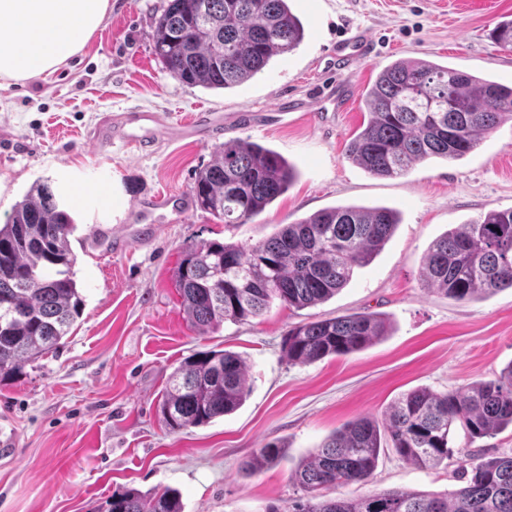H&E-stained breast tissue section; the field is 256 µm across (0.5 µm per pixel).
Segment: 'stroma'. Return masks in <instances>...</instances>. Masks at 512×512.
<instances>
[{
  "label": "stroma",
  "mask_w": 512,
  "mask_h": 512,
  "mask_svg": "<svg viewBox=\"0 0 512 512\" xmlns=\"http://www.w3.org/2000/svg\"><path fill=\"white\" fill-rule=\"evenodd\" d=\"M82 51L46 78L0 88V224L36 183L51 182L77 229L72 248L84 311L58 349L0 380V512H97L117 490H175L183 512H268L299 497L296 464L361 417L382 418L401 394L436 392L494 378L512 363V288L456 302L426 292L420 269L448 230L512 208V122L484 135L461 159L426 160L406 175H369L346 157L366 124L364 94L400 58H424L512 85V51L490 37L512 19V0H293L305 28L299 47L229 90L190 88L153 53L167 0H111ZM366 31L372 58L348 74L343 112L290 111L314 85L336 80L328 59L337 34ZM133 107L177 123L220 115L203 139L160 141L138 152L86 133L101 113ZM240 138L280 153L297 177L263 213L224 226L195 208L155 213L144 235L114 249L113 235L138 225L137 205L159 192L189 195L196 173L225 141ZM386 206L400 222L383 250L356 269L329 301L227 322L205 334L188 326L171 273L183 244L257 243L279 225L337 205ZM355 312L391 321L388 336L340 357L292 365L281 343L299 322ZM221 347L249 366V393L235 412L179 433L157 413L170 373L197 351ZM279 463L247 476L242 461L267 443ZM455 465L425 469L382 453L368 485L328 497L402 489L458 488Z\"/></svg>",
  "instance_id": "obj_1"
}]
</instances>
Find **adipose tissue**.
Returning <instances> with one entry per match:
<instances>
[{"instance_id":"obj_1","label":"adipose tissue","mask_w":512,"mask_h":512,"mask_svg":"<svg viewBox=\"0 0 512 512\" xmlns=\"http://www.w3.org/2000/svg\"><path fill=\"white\" fill-rule=\"evenodd\" d=\"M110 9V0H0V80L24 83L56 72Z\"/></svg>"}]
</instances>
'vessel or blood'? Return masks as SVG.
Returning <instances> with one entry per match:
<instances>
[{"label": "vessel or blood", "instance_id": "vessel-or-blood-1", "mask_svg": "<svg viewBox=\"0 0 512 512\" xmlns=\"http://www.w3.org/2000/svg\"><path fill=\"white\" fill-rule=\"evenodd\" d=\"M374 45L367 32L349 30L340 35L331 52L338 71H348L359 61L371 58ZM350 81L340 80L320 87L311 97L312 103L331 102L337 110H344L351 96ZM217 126L216 120L206 112L195 113L179 126H171L165 115L140 108L103 115L90 137L97 143L111 142L112 138L124 139L137 150H147L157 143L159 135L178 138H201Z\"/></svg>", "mask_w": 512, "mask_h": 512}]
</instances>
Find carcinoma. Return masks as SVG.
Here are the masks:
<instances>
[{"mask_svg": "<svg viewBox=\"0 0 512 512\" xmlns=\"http://www.w3.org/2000/svg\"><path fill=\"white\" fill-rule=\"evenodd\" d=\"M304 26L288 0H168L155 21L154 53L182 84L219 90L242 85L303 41ZM491 39L512 49V19ZM368 120L349 143L348 158L369 174L395 178L429 158L456 160L483 135L512 121V87L423 59L383 68L366 91ZM294 168L277 152L240 138L224 143L191 188L197 205L226 225L246 224L290 187ZM400 224L387 207L319 210L245 246L187 243L172 282L186 321L202 330L262 316L274 303L301 310L326 302L369 265ZM75 224L48 183L32 187L0 225V375L21 371L55 350L82 316L73 267ZM421 281L429 292L463 302L512 288V208L491 210L436 239ZM389 321L372 313L300 322L283 337L290 364H310L363 350L387 335ZM245 360L211 349L192 354L169 375L158 412L166 428L205 426L238 409L248 391ZM512 428V364L491 380L443 393L402 394L379 422L347 423L301 460L292 479L303 492L285 510L268 512H512V455L483 457L453 448ZM390 450L422 468L455 460L464 485L446 494L404 490L354 499L320 491L366 484L380 453ZM268 443L241 464L254 475L282 459ZM102 512H182L165 490L112 494Z\"/></svg>", "mask_w": 512, "mask_h": 512, "instance_id": "obj_1", "label": "carcinoma"}]
</instances>
